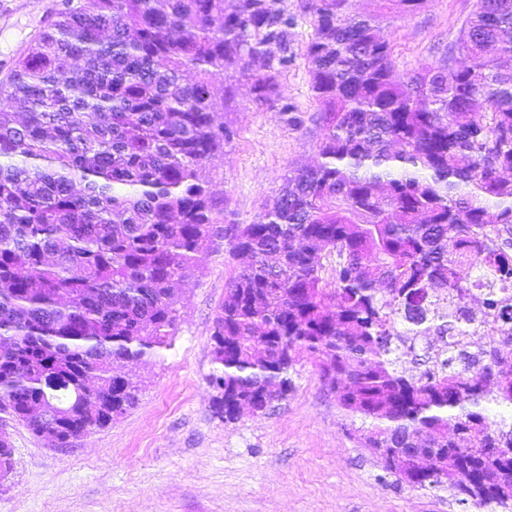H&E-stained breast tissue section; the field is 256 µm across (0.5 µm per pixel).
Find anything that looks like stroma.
<instances>
[{
    "label": "stroma",
    "mask_w": 512,
    "mask_h": 512,
    "mask_svg": "<svg viewBox=\"0 0 512 512\" xmlns=\"http://www.w3.org/2000/svg\"><path fill=\"white\" fill-rule=\"evenodd\" d=\"M0 20V82L46 28L61 0H16ZM294 16L295 59L280 92L303 123L288 125L277 108L257 104L251 85L227 71L231 99L222 113L233 136L203 171L225 222L250 223L281 178L317 159L321 133L306 46L312 0H282ZM474 0H422L415 11H385L400 78L435 65L454 43ZM244 264L215 237L196 275L181 285L169 348L135 365L136 404L112 424L50 448L0 412L13 444V470L0 482V512H476L446 489H412L386 473L347 430L319 362L299 359L287 397L266 412L224 422L208 382L213 320L230 277Z\"/></svg>",
    "instance_id": "obj_1"
}]
</instances>
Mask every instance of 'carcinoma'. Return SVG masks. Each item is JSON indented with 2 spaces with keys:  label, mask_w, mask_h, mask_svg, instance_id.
Returning <instances> with one entry per match:
<instances>
[{
  "label": "carcinoma",
  "mask_w": 512,
  "mask_h": 512,
  "mask_svg": "<svg viewBox=\"0 0 512 512\" xmlns=\"http://www.w3.org/2000/svg\"><path fill=\"white\" fill-rule=\"evenodd\" d=\"M279 0H63L0 88V411L66 448L134 406L224 223L201 171L239 71L280 103ZM380 16L314 0L320 161L224 229L249 257L213 321L216 412H262L313 355L359 444L413 488L512 512V0H475L438 65L394 79ZM413 368L407 369L404 363ZM417 459L405 460V449ZM13 468L0 434V481Z\"/></svg>",
  "instance_id": "obj_1"
}]
</instances>
